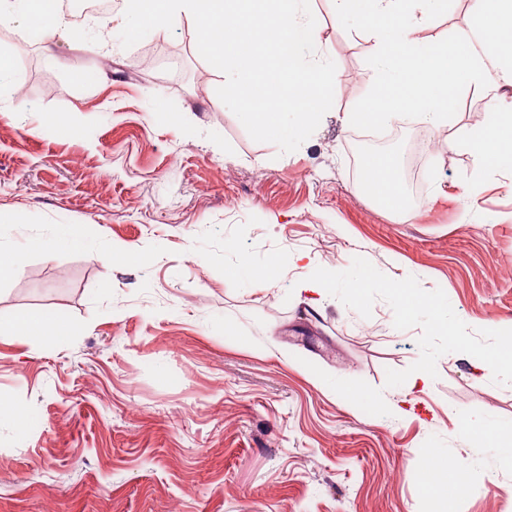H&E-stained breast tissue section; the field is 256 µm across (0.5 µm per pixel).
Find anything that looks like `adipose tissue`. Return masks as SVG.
Returning a JSON list of instances; mask_svg holds the SVG:
<instances>
[{
	"mask_svg": "<svg viewBox=\"0 0 512 512\" xmlns=\"http://www.w3.org/2000/svg\"><path fill=\"white\" fill-rule=\"evenodd\" d=\"M59 0H0V28L11 27L16 12L40 22L41 43H51L62 25ZM339 24L365 32L374 41L376 78L367 98L347 113L350 124L385 125L405 115L431 128L447 126L458 92L475 88L487 102L482 121L449 140L452 149L474 158L475 177L512 169V113L501 103L512 90V0H473L471 20L452 42L426 32L448 10V0H331ZM392 161H373L362 170V187L378 201L402 207ZM72 324L49 309L23 310L0 317V337L51 336L67 341Z\"/></svg>",
	"mask_w": 512,
	"mask_h": 512,
	"instance_id": "1",
	"label": "adipose tissue"
}]
</instances>
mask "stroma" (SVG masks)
Segmentation results:
<instances>
[{"mask_svg":"<svg viewBox=\"0 0 512 512\" xmlns=\"http://www.w3.org/2000/svg\"><path fill=\"white\" fill-rule=\"evenodd\" d=\"M314 8L341 92L301 147L251 139L224 106L192 26L123 48L118 11L67 27L49 50L25 17L0 30L15 69L0 77V244L24 254L0 272V317L51 309L76 333L0 339V512H438L433 460L473 469L453 512H512V370L476 380L470 356L512 327V171L469 199L470 153L445 142L476 124L463 90L422 164L402 217L363 193L358 127L373 41ZM153 47L160 65L137 60ZM101 73L87 85L75 68ZM418 118L386 145L407 178ZM75 224L83 252H45ZM131 247L150 256L95 260ZM277 261L266 285L240 261ZM386 280L354 294L361 269ZM326 276L320 311L301 281ZM410 282L448 312L451 348L428 307L396 321L393 285ZM428 391L413 388L419 372ZM497 430L465 441L455 422ZM41 242L47 248L55 243H63L71 250H81L87 246L84 235L73 224H55L49 238ZM283 273V269H277L271 265L265 268H257L248 262H241L235 270V276L250 283L264 284L272 280L274 275Z\"/></svg>","mask_w":512,"mask_h":512,"instance_id":"35a3bbf8","label":"stroma"}]
</instances>
